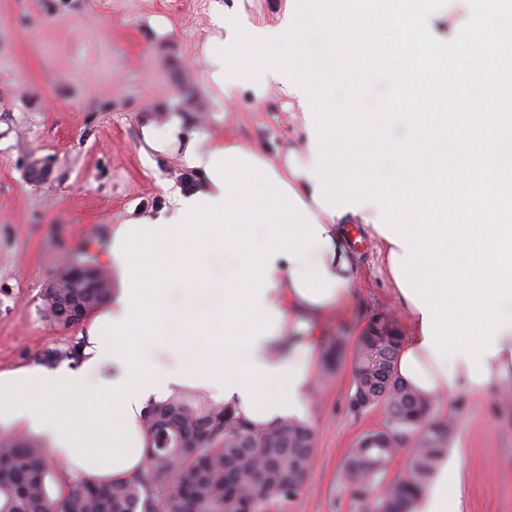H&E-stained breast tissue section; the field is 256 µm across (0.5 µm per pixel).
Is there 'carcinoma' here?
I'll return each instance as SVG.
<instances>
[{"instance_id": "1", "label": "carcinoma", "mask_w": 512, "mask_h": 512, "mask_svg": "<svg viewBox=\"0 0 512 512\" xmlns=\"http://www.w3.org/2000/svg\"><path fill=\"white\" fill-rule=\"evenodd\" d=\"M79 278L78 306L87 318L112 292L110 273L94 263L60 269ZM44 292L42 314L58 325L68 317L60 295ZM387 343L361 338L354 358L350 398L377 386L389 405V422L372 434L369 448L350 449L340 480L361 512H405L416 493L429 486L448 451L451 420L404 383L395 370L401 344L397 328ZM149 440L147 466L127 480H83L54 497L40 445L22 436L0 437V512H277L301 491L313 457V435L303 422L288 419L258 430L232 411L211 402L153 403L142 419ZM412 448L406 477L387 473L398 449Z\"/></svg>"}]
</instances>
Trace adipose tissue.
Returning <instances> with one entry per match:
<instances>
[{"mask_svg": "<svg viewBox=\"0 0 512 512\" xmlns=\"http://www.w3.org/2000/svg\"><path fill=\"white\" fill-rule=\"evenodd\" d=\"M465 2L444 35L435 0H288L273 26L214 4L213 97L288 90L303 141L262 155L187 135L176 112L144 125L196 182L113 225L104 264L118 287L77 360L0 371V428L43 440L60 487L144 468L143 414L175 396L257 429L309 412L316 322L355 297L345 224L376 241L411 317L395 364L405 382L434 399L512 383V120L499 110L512 100V0ZM381 74L401 93L404 138L388 113L336 109L337 89L360 95ZM460 480L441 463L409 512H462Z\"/></svg>", "mask_w": 512, "mask_h": 512, "instance_id": "obj_1", "label": "adipose tissue"}]
</instances>
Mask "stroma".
<instances>
[{
  "instance_id": "stroma-1",
  "label": "stroma",
  "mask_w": 512,
  "mask_h": 512,
  "mask_svg": "<svg viewBox=\"0 0 512 512\" xmlns=\"http://www.w3.org/2000/svg\"><path fill=\"white\" fill-rule=\"evenodd\" d=\"M214 32L198 0H0V371L47 364L81 341L83 325L64 328L41 312L59 267L100 258L113 225L157 211L194 179L179 155L145 146L146 115L177 110L187 134L237 139L266 155L299 145L302 121L281 91L261 101L242 91L228 107L208 94L203 59ZM31 157L47 163L45 179L30 178ZM349 230L356 300L324 326L342 356L319 377L305 418L313 463L282 512H359L340 465L387 412L349 407L358 339L379 314L401 334L412 327L374 242L361 225ZM439 408L453 420L448 457L461 468L463 512H512V400L459 393Z\"/></svg>"
}]
</instances>
